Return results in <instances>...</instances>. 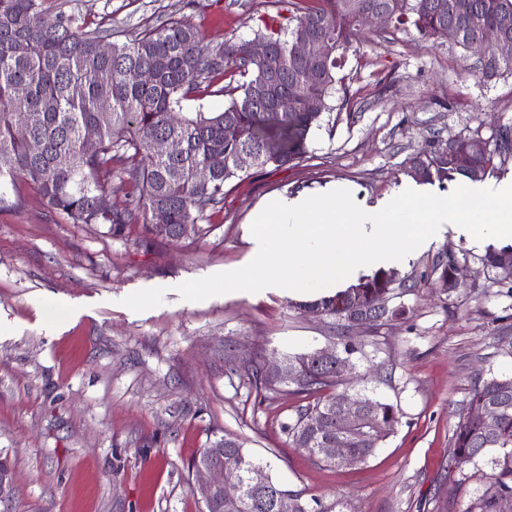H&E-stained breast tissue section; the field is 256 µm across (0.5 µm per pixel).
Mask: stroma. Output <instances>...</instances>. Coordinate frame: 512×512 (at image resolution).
Wrapping results in <instances>:
<instances>
[{
    "instance_id": "obj_1",
    "label": "stroma",
    "mask_w": 512,
    "mask_h": 512,
    "mask_svg": "<svg viewBox=\"0 0 512 512\" xmlns=\"http://www.w3.org/2000/svg\"><path fill=\"white\" fill-rule=\"evenodd\" d=\"M115 40L175 16L208 47L284 20L292 0H53ZM333 109L294 165L252 168L206 210L199 234L143 243L139 224L111 235L71 224L24 181L0 203V453L15 468L12 512H201L192 457L224 435L304 499L344 512H465L491 484V464L452 472V430L477 378L512 377V294L492 285L487 242L452 224L394 269L425 271L445 249L465 253L455 294L424 286L408 314L367 330L351 392L372 391L400 419L366 465L316 464L282 425L298 400L261 401L228 362L239 344L258 355L325 346L328 317L299 310L275 288L188 302L180 283L245 266L251 213L267 196L346 184L361 206H381L414 183L410 161L449 139L512 127V71L487 79L477 55L415 29H363L336 72ZM165 288L136 312L129 294ZM384 366L386 379L369 374Z\"/></svg>"
}]
</instances>
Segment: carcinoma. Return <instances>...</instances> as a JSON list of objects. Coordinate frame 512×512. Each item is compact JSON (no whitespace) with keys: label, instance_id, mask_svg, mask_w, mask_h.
Returning <instances> with one entry per match:
<instances>
[{"label":"carcinoma","instance_id":"carcinoma-1","mask_svg":"<svg viewBox=\"0 0 512 512\" xmlns=\"http://www.w3.org/2000/svg\"><path fill=\"white\" fill-rule=\"evenodd\" d=\"M48 0H0V181L24 179L34 185L43 200L72 224H106L114 235L128 224L142 222L143 239L179 240L196 229L203 212L224 204V187L247 169L237 165L242 154L253 157V166H284L308 153L310 129L319 117L307 113L305 102L316 98L322 110L331 109L336 92V69L357 39L354 8L377 0H313L295 4L288 26L269 23L254 38L272 45L271 57L255 61L244 53L248 39L230 40L210 49L199 30L173 19L142 31L128 41L112 40V31L87 29L73 13L50 14ZM393 14L396 30L415 28L421 35L447 37L448 22L455 18L457 0H382ZM471 15L463 39L479 36L492 27L512 37V0H470ZM329 42L327 60L305 69L295 66L292 47L305 32ZM112 44V54H101L99 45ZM152 80L140 79V71ZM487 78L512 70V59L489 53L481 66ZM228 97L221 112H185L184 103L195 99L215 83ZM109 108H100V102ZM288 101V109L277 104ZM29 121L25 134L20 124ZM180 144V152L159 155L158 139ZM512 154L508 131L491 139L485 153L476 158L483 173L495 168V160ZM215 156L224 157L223 171L207 184L195 171ZM434 156L412 160L423 167L418 180L444 183L461 176L472 179L469 167L448 162L433 164ZM128 187L129 204L102 210L98 200L112 189V174ZM167 214V226L153 222L154 212ZM500 287L512 292V245L490 247L479 257ZM457 253L448 249L430 268L408 283L391 284L392 274L379 271L358 283L320 298L319 307L332 320V344L336 359L363 354L364 344L353 343L349 331L359 309L371 306L379 296L390 301L377 316L380 329L407 313L404 303L391 301L414 293L429 280L448 292L462 287L455 278ZM288 368L299 372L289 384L267 375L249 353L236 360L247 365L251 386L265 400L286 392L299 401L296 416L282 425L288 443L301 449L317 464L353 467L367 463L394 430L398 413L393 404L366 392L357 395L365 413L363 424L344 433L336 426V414L345 385L335 364L318 363L315 353H283ZM496 406L497 427L485 429L482 417ZM380 421L379 429L370 424ZM344 438L348 460H329L318 455L328 439ZM452 440L456 456L453 468L490 457L494 491L471 501L467 512H496V498L512 494V378L478 381L467 408L456 423ZM224 461L246 473L258 462L235 439L228 440ZM283 488L270 481L268 491L229 501L216 492L205 502V512H343L338 500L309 504L292 492L291 507L279 503Z\"/></svg>","mask_w":512,"mask_h":512}]
</instances>
